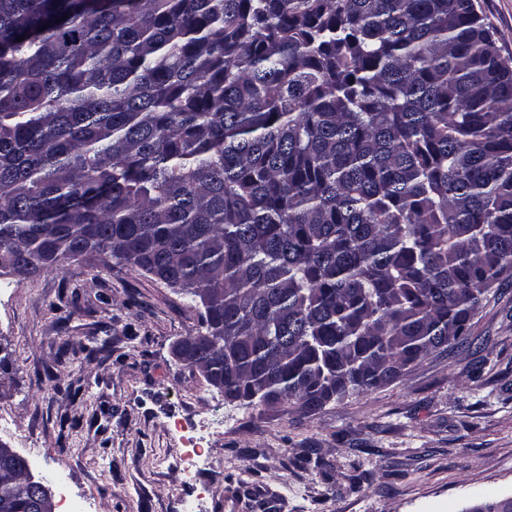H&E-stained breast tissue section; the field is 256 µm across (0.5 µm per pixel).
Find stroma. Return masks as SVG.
<instances>
[{
	"instance_id": "obj_1",
	"label": "stroma",
	"mask_w": 512,
	"mask_h": 512,
	"mask_svg": "<svg viewBox=\"0 0 512 512\" xmlns=\"http://www.w3.org/2000/svg\"><path fill=\"white\" fill-rule=\"evenodd\" d=\"M474 4L512 56V0ZM84 266L0 275V441L55 512H466L512 497V278L458 344L308 416L227 401L185 366L177 344L200 328L190 296L104 255ZM184 425L204 440L187 476Z\"/></svg>"
}]
</instances>
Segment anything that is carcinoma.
I'll return each instance as SVG.
<instances>
[{
	"mask_svg": "<svg viewBox=\"0 0 512 512\" xmlns=\"http://www.w3.org/2000/svg\"><path fill=\"white\" fill-rule=\"evenodd\" d=\"M94 254L224 399L367 394L512 278V62L473 0H0V273Z\"/></svg>",
	"mask_w": 512,
	"mask_h": 512,
	"instance_id": "cac0c4a2",
	"label": "carcinoma"
}]
</instances>
